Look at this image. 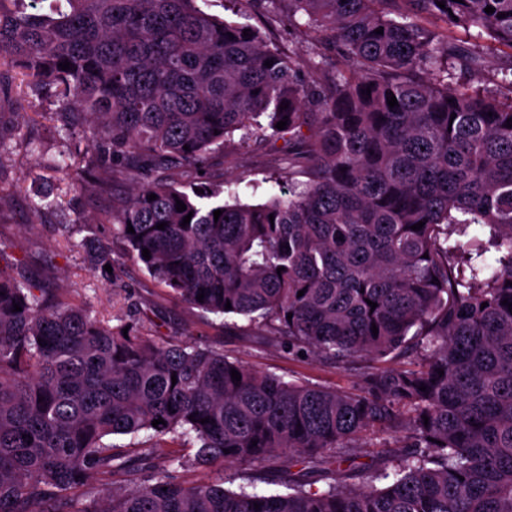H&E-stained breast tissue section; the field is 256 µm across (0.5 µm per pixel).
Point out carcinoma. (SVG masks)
<instances>
[{"instance_id":"1","label":"carcinoma","mask_w":512,"mask_h":512,"mask_svg":"<svg viewBox=\"0 0 512 512\" xmlns=\"http://www.w3.org/2000/svg\"><path fill=\"white\" fill-rule=\"evenodd\" d=\"M16 2L0 0V94L19 74L55 98L65 129L87 127L100 178L80 186L92 193L126 164L133 187L109 220L150 277L289 353L367 365L352 391L287 381L206 344L112 328L0 269V512H512V98L453 86L456 70L481 66L480 45L419 22L512 50V0H407V12L288 0L291 22L323 33L318 56L342 58L329 78L313 63L306 81L259 30L196 0H55L51 15ZM236 135L288 137L282 170L307 176L303 188L262 203L195 191ZM168 166L180 181L145 179ZM375 427L395 434L383 485L343 484ZM141 432L195 440L192 466L259 473L287 453L297 471L286 494L188 485L158 448L112 442ZM96 474L120 480L74 510Z\"/></svg>"}]
</instances>
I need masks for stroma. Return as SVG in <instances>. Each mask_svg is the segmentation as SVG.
<instances>
[{
	"label": "stroma",
	"mask_w": 512,
	"mask_h": 512,
	"mask_svg": "<svg viewBox=\"0 0 512 512\" xmlns=\"http://www.w3.org/2000/svg\"><path fill=\"white\" fill-rule=\"evenodd\" d=\"M203 12L258 28L267 42L297 57L310 67L321 36L311 28H294L288 22V4L278 0H197ZM58 105L49 94L13 90L0 95V126L6 127V147L0 153V268L15 267L26 276H47L50 288L88 307L93 316L112 327L123 325L129 308L140 311L139 334L164 336L177 342L205 343L233 353L246 366L284 376L288 381H306L339 390L357 385L354 371L312 358L290 355L265 343L246 319L213 315L190 307L152 279L141 263L133 260L112 222L105 220L107 200L77 188L88 156V134L63 129L51 119ZM288 153L286 141L227 144L213 155L197 177L206 187L238 191L241 201L258 203L278 193L275 182ZM105 246L112 270L91 268L85 252L88 241ZM390 436L372 434L358 456L345 464L348 484L359 487L379 468L377 456ZM165 453L185 462L178 475L188 481L209 482L223 478L227 488L250 482L256 492L278 491L277 478L287 469V457L268 465L266 480H252V471L242 463L192 467L194 451L172 436L160 442Z\"/></svg>",
	"instance_id": "stroma-1"
}]
</instances>
